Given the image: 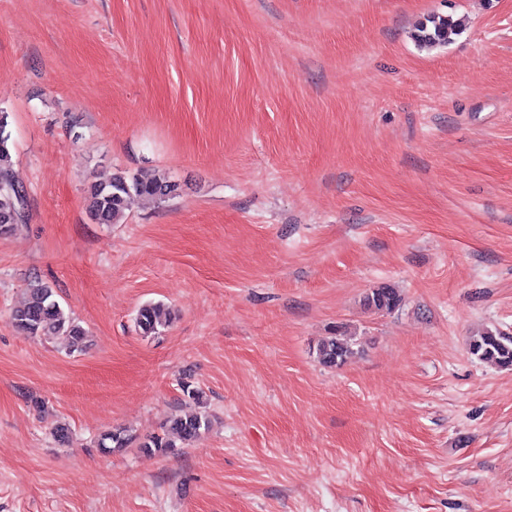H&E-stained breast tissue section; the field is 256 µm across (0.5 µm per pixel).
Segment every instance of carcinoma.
<instances>
[{
    "instance_id": "carcinoma-1",
    "label": "carcinoma",
    "mask_w": 512,
    "mask_h": 512,
    "mask_svg": "<svg viewBox=\"0 0 512 512\" xmlns=\"http://www.w3.org/2000/svg\"><path fill=\"white\" fill-rule=\"evenodd\" d=\"M459 23L448 15L432 14L420 21L414 32L415 41L421 47L445 46L451 36L458 34ZM7 122L0 119V235L11 233L24 218L26 190L14 180L10 134ZM179 186L166 175L139 173L130 175L118 171L105 181H96L89 186V213L98 224H119L124 218L128 202L133 197L147 201H164L178 194ZM401 295L393 288H375L365 298L368 307L390 312L401 304ZM14 325L29 336L60 340L70 348L82 343L86 331L80 323L66 312L54 298L53 288L36 279L27 288L26 299L11 312ZM171 323V312L161 302H148L137 313L136 325L145 336L159 333V329ZM471 355L500 368L512 369V336L498 330H486L470 340ZM318 361L325 367H341L356 354L349 336L343 332L323 339L316 349ZM205 414L173 416L165 426L163 434L140 443L145 450L164 452L198 437L210 427ZM132 437L121 429L100 435L97 448L104 453L125 448Z\"/></svg>"
}]
</instances>
